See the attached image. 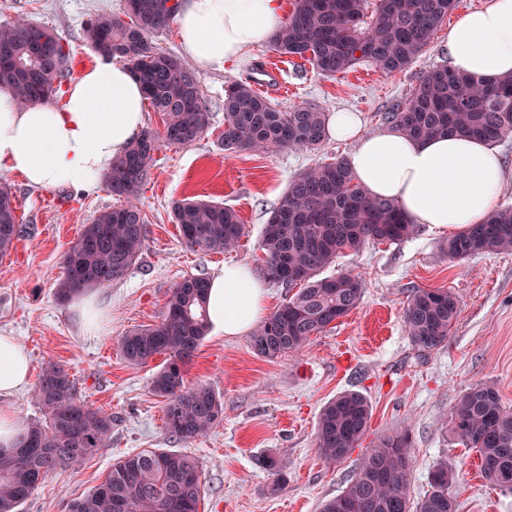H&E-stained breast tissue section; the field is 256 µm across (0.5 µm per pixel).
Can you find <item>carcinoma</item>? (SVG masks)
I'll list each match as a JSON object with an SVG mask.
<instances>
[{
  "label": "carcinoma",
  "instance_id": "cac0c4a2",
  "mask_svg": "<svg viewBox=\"0 0 512 512\" xmlns=\"http://www.w3.org/2000/svg\"><path fill=\"white\" fill-rule=\"evenodd\" d=\"M458 0H295L287 21L271 39L282 56L307 59L320 73L344 74L362 61L384 73L405 69L429 44L437 25ZM127 18L99 16L84 28L86 42L99 56L131 69L163 130L145 129L127 152L112 162L106 183L123 199L83 225L65 252V276L56 290L61 302L125 278L139 259L147 225L138 196L163 144L187 146L208 128L209 112L200 77L179 57L155 45L180 3L127 0ZM58 39L44 25L20 19L0 25V87L10 88L23 104L49 103L68 74L70 54L63 46L35 52L39 34ZM386 123L415 139L465 134L491 144L512 134V77L482 81L437 66L422 76L409 98L385 113ZM326 137V113L311 107L282 110L250 83L233 81L224 90L221 145L231 153L277 149L308 150ZM173 220L184 244L193 250L230 251L244 235L237 212L222 204L183 200ZM398 206L369 196L347 161L310 167L289 182L278 207L264 225L261 271L270 281L297 291L253 332L254 353L275 360L301 352L312 337L360 304L364 285L351 273L322 277L340 255L366 245L401 240L414 233ZM21 229L15 198L0 187V259L10 254ZM512 250V208L493 211L448 240L453 259ZM205 277L178 283L160 322L134 328L118 341L123 358L140 365L165 356L151 380L164 399L169 432L184 441L207 434L224 420V402L206 383L185 384L186 365L195 357L210 327ZM458 302L447 288L413 290L404 325L413 345L424 351L442 347L458 316ZM33 397L46 411L44 423L23 426L15 445L0 447V512L18 507L58 467H77L112 433V415L82 401L74 381L50 363ZM371 404L357 391H344L320 410L316 445L328 462L347 459L369 430ZM451 430L479 453L488 481L512 489V410L503 406L488 383L469 388L451 419ZM454 473L440 462L430 489L411 498L410 441L406 433L382 437L359 459L344 491L322 504L321 512H455L448 494ZM198 461L186 453L146 449L112 465L95 490L72 501L68 512H198L202 497Z\"/></svg>",
  "mask_w": 512,
  "mask_h": 512
}]
</instances>
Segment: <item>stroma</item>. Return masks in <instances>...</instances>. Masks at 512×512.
I'll use <instances>...</instances> for the list:
<instances>
[{
  "mask_svg": "<svg viewBox=\"0 0 512 512\" xmlns=\"http://www.w3.org/2000/svg\"><path fill=\"white\" fill-rule=\"evenodd\" d=\"M125 0H0V24L25 18L55 31L70 53L69 80L93 66L97 55L83 29L100 15L124 16ZM448 25L440 23L424 52L407 68L386 74L368 62L336 76L318 73L296 56H278L263 45L229 62L223 72L200 76L210 124L191 145L163 146L139 195L148 228L139 261L119 282L92 289L102 317L88 331L75 303L60 304L56 288L63 256L82 225L117 205L101 184L90 190L34 189L17 175L0 172L17 207L22 234L0 260V334L15 336L31 359L28 383L10 403L23 423L44 420L33 398L43 368L63 366L79 397L112 416V434L76 469L57 468L22 503L19 512H68L70 503L99 485L115 462L147 448L189 454L203 474L199 512H320L347 486L359 458L381 437L408 433L413 497L429 488L439 461L455 472L449 493L456 512H512V490L491 484L480 457L449 427L454 407L473 385L496 386L512 408V251L449 258L442 246L450 230L418 225L410 237L345 253L331 273L351 272L364 283L360 305L303 352L274 361L258 357L249 335L208 333L185 368V383L209 384L224 400V420L191 441L164 425V401L151 389L162 357L128 363L117 342L129 330L158 323L177 283L210 277L224 264L259 270L264 224L291 178L318 163L350 157L353 146L326 139L315 150H224V89L234 80L255 82L265 70L263 92L279 108H346L366 131L383 130L382 115L410 97L420 76L448 63L443 48ZM202 199L234 209L245 226L236 250L205 252L183 243L172 207ZM417 288H447L460 313L445 345L415 347L404 326V309ZM357 391L372 407L370 429L346 460L333 464L319 454L315 430L322 406L344 391ZM266 455L285 463L282 477L258 465Z\"/></svg>",
  "mask_w": 512,
  "mask_h": 512,
  "instance_id": "1",
  "label": "stroma"
}]
</instances>
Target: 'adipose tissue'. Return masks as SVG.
I'll return each mask as SVG.
<instances>
[{"mask_svg":"<svg viewBox=\"0 0 512 512\" xmlns=\"http://www.w3.org/2000/svg\"><path fill=\"white\" fill-rule=\"evenodd\" d=\"M285 0H181L179 44L200 71L270 40L285 17ZM449 68L484 80L512 76V0H484L448 28ZM145 98L127 65L103 59L85 70L63 106L20 105L0 89V171L30 186L92 187L145 126ZM330 134L354 142L351 170L369 196L392 200L410 223L438 228L483 223L496 207L505 175L488 142L452 134L419 141L388 128L363 131L357 113L327 119ZM265 307V290L249 266H224L209 280L212 326L228 336L252 330ZM28 354L14 337L0 336V446L11 447L21 425L4 399L24 386Z\"/></svg>","mask_w":512,"mask_h":512,"instance_id":"ef3b65f1","label":"adipose tissue"}]
</instances>
